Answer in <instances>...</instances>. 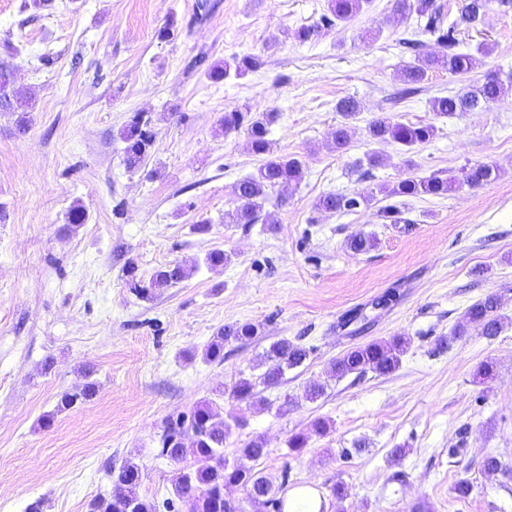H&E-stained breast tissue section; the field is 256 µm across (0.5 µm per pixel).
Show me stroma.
Segmentation results:
<instances>
[{
    "instance_id": "stroma-1",
    "label": "stroma",
    "mask_w": 512,
    "mask_h": 512,
    "mask_svg": "<svg viewBox=\"0 0 512 512\" xmlns=\"http://www.w3.org/2000/svg\"><path fill=\"white\" fill-rule=\"evenodd\" d=\"M196 3L49 0L36 10L0 0V60L4 45L17 48L10 88L33 102L23 133L17 113L0 109V512L34 502L41 512H89L111 492L110 468L127 462L141 470L140 497L161 505L179 472L197 466L159 456L163 424L204 401L233 425L227 460L264 438L269 454L255 469L276 487L314 483L329 512H411L420 502L429 512H512V481L482 468L489 454L512 466V10L491 7L481 26L462 31L463 50L489 49L477 68L430 72L420 92L398 100L413 55L402 45L411 27L392 22L397 0H369L304 43L295 31L316 24L326 0H209L203 16ZM170 20L174 38L158 40ZM235 54L262 65L210 80L209 68ZM491 71L508 87L503 96L434 117L433 97ZM347 98L359 110L346 119L336 105ZM244 107L277 112L270 138L304 170L288 199L269 198L247 228L225 223L224 212L260 159L245 134L220 129L226 112ZM137 114L149 121L151 158L132 172L120 134ZM381 115L434 122L437 134L411 151L373 141L368 125ZM343 123L350 140L337 152L331 134ZM477 164L496 167L497 178L443 197L379 191ZM329 193L370 202L317 210ZM389 204L400 223L381 217ZM76 205L85 220L73 226ZM201 219L209 233H193ZM355 235L374 247L351 252ZM214 249L231 262L203 265ZM194 261L178 285L138 294L158 268ZM490 295L506 318L499 336L472 332L439 346ZM245 321L259 325L258 337L226 344L223 363L206 361L217 330ZM394 336L411 340L394 373L331 375L347 350ZM281 339L309 348L306 362L279 386L258 387L265 409L234 399L233 384L259 377ZM486 361L494 375L484 381ZM313 383L325 393L310 401ZM67 393L77 402L58 409ZM318 418L326 434L312 433ZM300 432L310 439L295 454L287 441ZM399 446L405 455H393ZM461 478L471 483L464 499L453 492ZM336 484L344 500L332 499Z\"/></svg>"
}]
</instances>
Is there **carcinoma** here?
I'll return each instance as SVG.
<instances>
[{
  "mask_svg": "<svg viewBox=\"0 0 512 512\" xmlns=\"http://www.w3.org/2000/svg\"><path fill=\"white\" fill-rule=\"evenodd\" d=\"M369 0H327L326 13L320 21L304 26L295 32L301 42L309 41L339 22H347L357 16ZM492 0H463L458 16L450 23L436 0H397L396 22L403 23L417 17L421 33L434 38L441 52L434 55L417 54L412 63L401 69V80L406 88L399 92L404 98L419 91L418 85L428 79L433 70H446L450 74L466 73L479 64L476 54L460 48L458 35L463 29L476 28L485 15ZM261 66L259 58L253 55L233 56L222 65L209 68V78L215 82L233 75L242 78ZM9 62H0V107L28 111L25 102H14L7 92L10 81ZM504 84L489 74L483 85L464 90L450 96L435 97L430 102L431 111L436 116L450 112L473 110L488 105L502 96ZM275 112H251L235 110L224 113L222 129L224 134L242 132L246 135L254 155L261 158V164L250 176L238 181L233 188L234 205L224 212V223L240 224L249 227L259 222L261 211L273 193L285 199L296 189L303 177V166L299 159L279 154L269 139V127L276 121ZM437 127L431 122L405 124L394 122L387 116H379L369 123V135L377 141H393L409 150L434 139ZM125 142L124 163L130 171H138L147 163L151 134L147 122L134 116L122 132ZM497 177L496 169L487 164H478L464 172L462 182L469 186H479ZM457 178L441 177L436 174L424 177H408L399 180L391 187L380 191L393 197L445 196L456 186ZM366 197L328 194L318 199L316 208L326 211H353L360 207ZM191 269L179 264H170L157 269L148 284L141 286L146 294L154 289L171 287L190 275ZM504 328V316L499 313L497 299L489 296L468 307L462 321L452 330L449 339L456 340L475 330L489 339L498 336ZM259 328L252 322L235 323L220 328L205 348V358L213 363L224 362V345L229 342L245 343L254 339ZM410 341L396 336L389 340L371 342L354 347L337 358L331 365V373L338 377L373 372L379 376L390 375L401 365ZM310 350L306 347L281 340L266 353V370L260 377L265 387L280 385L285 371L304 364ZM232 395L239 401L263 405L257 398L256 384L248 378H240L233 384ZM230 426L224 421L220 411L210 402L196 405L188 412L170 418L160 436V455L174 462L182 461L192 454L207 462L195 471L183 473L176 485L175 495L179 502L190 503L189 512H245L242 502L226 496L231 487H241L247 499L282 512L285 499L278 496L269 481L252 467L243 463L229 464L224 459V440L229 435ZM242 458L257 462L268 455V448L262 438L250 440L240 449ZM483 470L488 474L500 473L512 476V469L503 465L495 456H487L482 461ZM112 491L110 498H100L90 505V512H156V508L143 500L137 491L141 480L140 468L125 464L117 471H111Z\"/></svg>",
  "mask_w": 512,
  "mask_h": 512,
  "instance_id": "1",
  "label": "carcinoma"
}]
</instances>
